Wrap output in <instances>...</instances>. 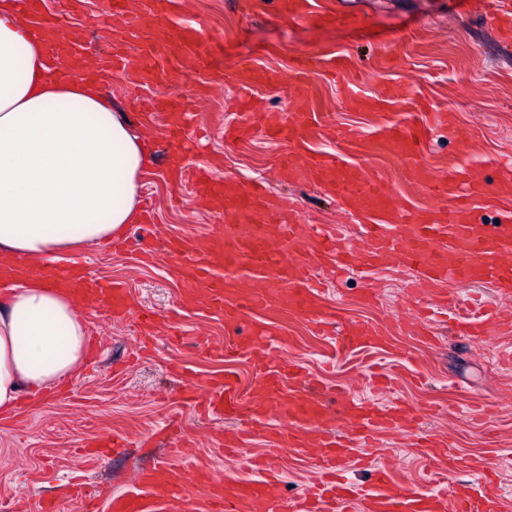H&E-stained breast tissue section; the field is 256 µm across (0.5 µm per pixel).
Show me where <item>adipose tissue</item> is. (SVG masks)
Here are the masks:
<instances>
[{
    "label": "adipose tissue",
    "mask_w": 512,
    "mask_h": 512,
    "mask_svg": "<svg viewBox=\"0 0 512 512\" xmlns=\"http://www.w3.org/2000/svg\"><path fill=\"white\" fill-rule=\"evenodd\" d=\"M50 59L0 0V257L30 265L90 249L137 223L154 157L124 113L82 73ZM87 304L30 277L0 293V418L40 398L87 354Z\"/></svg>",
    "instance_id": "ef3b65f1"
}]
</instances>
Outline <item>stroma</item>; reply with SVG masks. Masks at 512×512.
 <instances>
[{
    "instance_id": "stroma-1",
    "label": "stroma",
    "mask_w": 512,
    "mask_h": 512,
    "mask_svg": "<svg viewBox=\"0 0 512 512\" xmlns=\"http://www.w3.org/2000/svg\"><path fill=\"white\" fill-rule=\"evenodd\" d=\"M307 5L334 13V20L284 16L279 0H174L175 21L201 24L218 42L225 73L202 104V143L189 153L188 168L205 165L219 178L263 183L289 197L301 223L345 225L347 240L355 241L362 217L304 179L281 178L287 143L270 142L259 132L246 141L224 138L225 128L238 121L241 99L250 100L259 112L307 109L288 75L299 52L314 51L350 61L342 77L317 78L315 96L319 111L331 114L334 125L351 127L356 136L346 143L324 136L312 142V149L337 152L350 163L390 174L401 168V158L389 146L368 151L367 142L392 126L414 123L428 130L418 161L433 173L446 172L449 158L466 147L469 171L487 185L476 202L479 218L494 224L512 211V195L499 187L500 165L512 161V44L501 43L488 25L487 0H308ZM69 22L71 33L82 41L79 55L107 58L114 22L102 14L97 0H79ZM241 56L276 75V82L249 88L238 84L231 71ZM207 76V70L194 67L184 82L147 85L131 73L111 75L102 92L127 113L137 99L193 97ZM394 85L404 87V97L374 105V98ZM435 112L453 113L454 128L432 126ZM146 131L158 157L141 190L142 197L153 201V223L130 225L128 238L144 237L158 247L174 235L208 240L217 231V215L195 197L190 183L170 179L161 121L147 125ZM76 260L125 282L135 308L165 312L178 301L180 282L165 258L149 262L133 249L107 246L77 254ZM414 278V271L392 264L374 272L359 268L335 280L323 304L336 314V331L316 336L301 323L288 321L287 333L295 337L296 347L285 354L283 364L309 376L328 411L336 410L341 387L383 406L414 409L408 433L384 436L381 447L371 449L368 464L353 466L349 478L356 485L371 482V465L379 461L411 488L429 485L444 471L452 484L465 481L479 491L512 493V368L500 363L502 349L512 346V334L461 337L449 321L412 326L409 290ZM364 321L387 330L391 346L380 352L341 349V331ZM253 324L249 318L228 327L199 307L185 314L177 328L188 344L172 343L161 325L152 348L140 354L136 321L117 322L106 311L90 312L88 360L57 390L24 402L16 416L0 420V512H35L41 500L51 498L60 500L63 512H80L76 502L63 497L70 477L82 478L89 490L106 496L123 490L139 469L171 457L219 476L248 477L247 460L225 457L222 447L225 433L236 430L239 420L202 416L184 391L229 369L237 374L242 393H249L253 367L247 358L212 359L199 351L196 341L221 344L235 334L249 335ZM172 363L186 365V374H171ZM171 415L182 424L183 446L163 437L157 445L133 443L104 458L81 452L85 444L115 431L135 440ZM421 434L447 441L454 470L417 446ZM279 469L288 501L316 477L307 452L286 453ZM488 472L495 474L494 483L485 482Z\"/></svg>"
}]
</instances>
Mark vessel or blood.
I'll use <instances>...</instances> for the list:
<instances>
[{
	"label": "vessel or blood",
	"instance_id": "b4317fda",
	"mask_svg": "<svg viewBox=\"0 0 512 512\" xmlns=\"http://www.w3.org/2000/svg\"><path fill=\"white\" fill-rule=\"evenodd\" d=\"M141 3L143 8L138 11L130 0H101L103 13L121 20L123 26L122 39L112 44L113 72L127 71L133 64L143 83H176L184 77L187 65L208 63L214 48L202 27L185 25L174 28L169 46L148 47L136 60H129L124 47L137 37L141 12L164 19L172 6V0ZM20 5L22 23L45 38L51 54L72 50L74 42L63 32L66 11L46 14L42 0H20ZM344 69L342 56L306 51L295 58L289 78L305 93L318 75ZM154 110L162 117L172 145L169 160L177 163L178 174H189L197 196L221 220L217 234L205 244L167 239L165 252L181 289L177 306L165 315L164 323L173 326L195 305L206 306L232 327L257 316L254 335L229 345L201 343V350L211 356L237 353L254 366L250 400H243L234 374L228 371L209 383L207 410L247 416L256 429L276 418L287 420V428L277 433V449L315 447L313 465L321 477L335 479V493L327 497L312 491L304 498L284 502L279 475L267 458L252 461L255 476L250 480L218 478L211 471H190L165 460L142 471L128 490L102 504L81 484L71 485L69 496L81 502L82 512H169L171 506L184 502L192 503L193 512H512L511 498L495 492L477 493L464 483L451 493L408 488L382 463L374 466L366 490L338 482L339 473L357 449L377 447L380 435L406 430L399 407L343 397L341 414L357 430L354 444H345L327 432L333 417L320 398L303 380L284 382L279 366L281 353L295 342L286 333V321L298 320L316 334L335 323L334 312L322 306V281L315 274L326 262L345 273L358 266L371 268L390 262L417 271L411 298L430 318L457 305L456 300L437 296L439 285L448 281L490 285L500 295L512 298V222L487 224L475 216V202L485 187L469 176L466 155L458 154L449 161L446 175L434 174L417 161L423 129L394 126L385 137L408 162L392 177L350 164L337 154L305 151V144L327 131L321 113H242L230 138L260 132L287 142L290 150L282 160L287 176L298 175L325 188L367 217V224L360 227L364 247L356 252L343 245L341 225L299 223L291 202L266 195L263 186L228 183L206 168L187 172V142L202 119L197 104L170 97L156 102ZM398 178L417 185L431 202V209L395 207L393 185ZM38 274L53 285L76 290L90 299L94 308L111 311L114 319L132 317L148 330L155 324L153 313L134 309L122 282L72 263L44 266ZM384 341V336L368 325L341 338L343 347L350 350L378 349Z\"/></svg>",
	"mask_w": 512,
	"mask_h": 512
}]
</instances>
